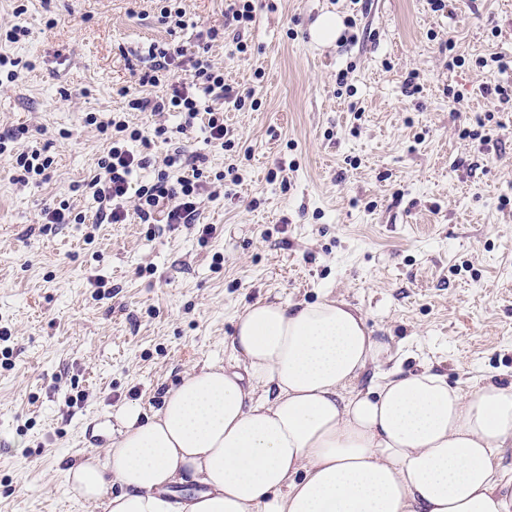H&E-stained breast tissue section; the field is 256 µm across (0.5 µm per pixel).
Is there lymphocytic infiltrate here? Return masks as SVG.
Wrapping results in <instances>:
<instances>
[{
	"label": "lymphocytic infiltrate",
	"mask_w": 512,
	"mask_h": 512,
	"mask_svg": "<svg viewBox=\"0 0 512 512\" xmlns=\"http://www.w3.org/2000/svg\"><path fill=\"white\" fill-rule=\"evenodd\" d=\"M208 45L186 52L183 47L169 43L150 44L146 51L147 69L140 77L141 84L161 88V95L134 97L128 100L131 111L177 112L184 121L181 131L194 128L199 114H206L204 130L207 139L223 144L228 134L224 126V108L232 106L242 109L253 91H240L224 81V69L210 55V43L224 39L223 29L209 28ZM189 70L190 80H182V70ZM88 124L96 126L109 143L105 155L98 160V171L88 182L99 209L96 221L100 224H121L129 216H136L140 223H154L163 217L169 224H197L200 242H207L215 233L211 224H198L199 196L203 188L204 171L192 166L188 175L171 178V168L181 166L182 153L174 151L163 160V168L154 179L139 188H132L131 181L137 169L143 168L147 160L130 150V143L143 140L144 132L130 126L125 116L110 113L108 117L87 116ZM10 154L11 166L16 172L17 183L26 184L48 177L54 160L41 151L31 150L9 153L5 138L0 137V154Z\"/></svg>",
	"instance_id": "1"
}]
</instances>
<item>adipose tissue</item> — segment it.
Listing matches in <instances>:
<instances>
[{
  "instance_id": "ef3b65f1",
  "label": "adipose tissue",
  "mask_w": 512,
  "mask_h": 512,
  "mask_svg": "<svg viewBox=\"0 0 512 512\" xmlns=\"http://www.w3.org/2000/svg\"><path fill=\"white\" fill-rule=\"evenodd\" d=\"M240 368H195L153 415L130 404L66 481L88 512H512V386L466 392L424 369L350 384L383 354L324 299L258 302L230 339ZM201 491L180 499L173 485Z\"/></svg>"
}]
</instances>
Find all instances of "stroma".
I'll use <instances>...</instances> for the list:
<instances>
[{"instance_id": "35a3bbf8", "label": "stroma", "mask_w": 512, "mask_h": 512, "mask_svg": "<svg viewBox=\"0 0 512 512\" xmlns=\"http://www.w3.org/2000/svg\"><path fill=\"white\" fill-rule=\"evenodd\" d=\"M16 5L0 0V27L27 30L0 43L20 62L0 84V135L25 128L15 150L54 164L23 186L0 158V512H87L66 469L101 453L124 406L156 412L187 371L233 366L236 319L259 301L358 309L386 357L354 393L425 368L466 391L512 384V102L482 92L512 87V0H370L359 15L350 0H254L248 53L210 50L226 83L256 91L257 106L224 110L233 149L180 133L175 112L167 140L130 145L148 159L136 187L177 150L237 165L239 184L202 198L199 223L217 227L205 244L134 217L91 226L83 186L108 145L85 118L121 109V90L153 94L130 52L193 47L224 0H186L193 25L175 34L157 0ZM326 13L355 18L358 42H315ZM60 200L86 223H39Z\"/></svg>"}]
</instances>
